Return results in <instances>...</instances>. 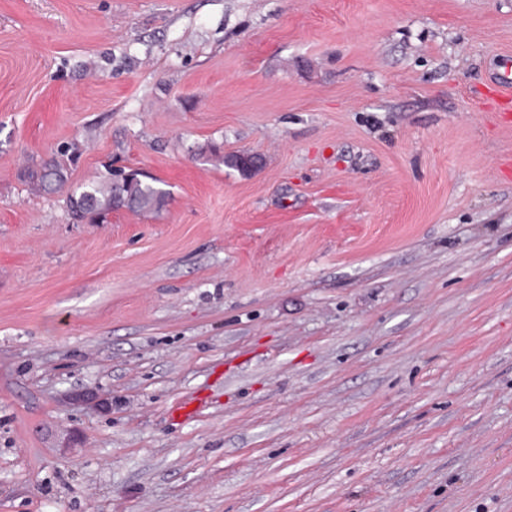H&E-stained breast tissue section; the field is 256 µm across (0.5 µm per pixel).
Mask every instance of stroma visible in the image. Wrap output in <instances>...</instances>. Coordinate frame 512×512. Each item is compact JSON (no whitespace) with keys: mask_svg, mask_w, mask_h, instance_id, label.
Here are the masks:
<instances>
[{"mask_svg":"<svg viewBox=\"0 0 512 512\" xmlns=\"http://www.w3.org/2000/svg\"><path fill=\"white\" fill-rule=\"evenodd\" d=\"M505 55L512 0H0V512H512ZM112 158L165 211L72 223ZM503 75L501 82L494 86L490 87L491 92L500 97L502 99L501 105L505 112L504 114H508L512 110V58L505 57L503 59ZM201 155L207 157L208 160L215 161L218 165L223 164L227 167L233 168L243 174L249 171L244 170L242 166L241 153L229 154L224 156V152L221 151V147L215 144H208L205 148H201ZM208 154V155H207ZM66 151H60L47 159H42L40 164L28 169L26 178L34 192L42 193L49 189H62L67 181V168L63 159ZM61 156V157H60Z\"/></svg>","mask_w":512,"mask_h":512,"instance_id":"obj_1","label":"stroma"}]
</instances>
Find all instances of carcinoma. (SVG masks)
I'll list each match as a JSON object with an SVG mask.
<instances>
[{
    "label": "carcinoma",
    "instance_id": "carcinoma-1",
    "mask_svg": "<svg viewBox=\"0 0 512 512\" xmlns=\"http://www.w3.org/2000/svg\"><path fill=\"white\" fill-rule=\"evenodd\" d=\"M207 159L246 173L242 166L241 155L224 154L221 147L209 144L201 149ZM65 152L60 151L31 168L26 173L28 183L33 191L45 192L49 189H61L67 181V168L62 159ZM169 193L157 186V181H147L142 174L122 177L114 169H106V173L97 180L89 182L73 190L67 196V204L72 218L80 223L103 224L112 213L122 209L146 215H158L166 207Z\"/></svg>",
    "mask_w": 512,
    "mask_h": 512
}]
</instances>
